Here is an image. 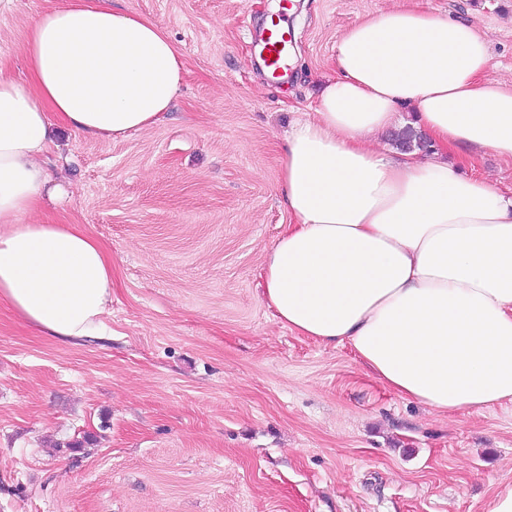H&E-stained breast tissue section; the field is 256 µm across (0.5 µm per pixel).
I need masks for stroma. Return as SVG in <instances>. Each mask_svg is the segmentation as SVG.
Segmentation results:
<instances>
[{
    "mask_svg": "<svg viewBox=\"0 0 512 512\" xmlns=\"http://www.w3.org/2000/svg\"><path fill=\"white\" fill-rule=\"evenodd\" d=\"M65 0H0V69ZM295 62L272 81L279 0H124L184 62L146 131L60 129L42 162L112 256L108 338L72 345L0 303V512H488L512 487V404L443 414L397 396L346 346L295 335L259 297L288 215V129L334 72L337 39L416 5L474 25L512 81V0H291ZM279 22L273 23L272 27L268 29V34L265 41L263 42V62L274 78H280L284 76L286 64L284 61V39L283 33L278 28Z\"/></svg>",
    "mask_w": 512,
    "mask_h": 512,
    "instance_id": "35a3bbf8",
    "label": "stroma"
}]
</instances>
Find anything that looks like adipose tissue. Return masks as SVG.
Here are the masks:
<instances>
[{"label": "adipose tissue", "instance_id": "adipose-tissue-1", "mask_svg": "<svg viewBox=\"0 0 512 512\" xmlns=\"http://www.w3.org/2000/svg\"><path fill=\"white\" fill-rule=\"evenodd\" d=\"M30 78L0 70V302L42 334L106 332L112 259L81 225L25 223L51 185L55 128L116 138L159 122L183 64L162 29L111 0H68L30 27ZM470 23L412 6L347 29L335 75L286 140L288 224L261 298L297 335L350 346L388 389L439 412L512 403V194L460 172L490 152L512 163V84L485 79ZM430 155L376 144L402 109Z\"/></svg>", "mask_w": 512, "mask_h": 512}]
</instances>
